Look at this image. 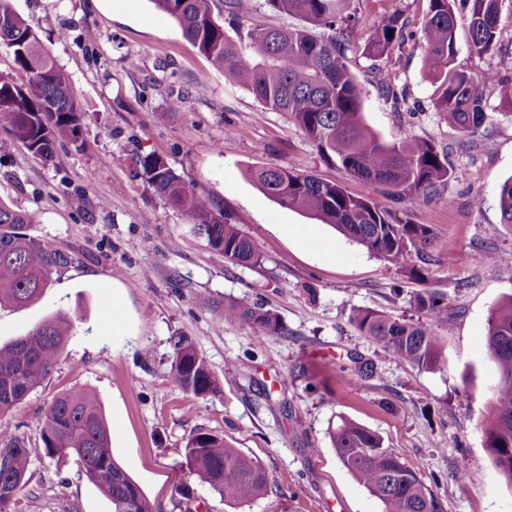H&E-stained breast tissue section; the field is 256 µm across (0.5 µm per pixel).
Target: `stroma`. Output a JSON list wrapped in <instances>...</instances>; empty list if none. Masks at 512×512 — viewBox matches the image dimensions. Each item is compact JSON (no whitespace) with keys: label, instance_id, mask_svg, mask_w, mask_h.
Masks as SVG:
<instances>
[{"label":"stroma","instance_id":"35a3bbf8","mask_svg":"<svg viewBox=\"0 0 512 512\" xmlns=\"http://www.w3.org/2000/svg\"><path fill=\"white\" fill-rule=\"evenodd\" d=\"M364 26L403 11L419 31L428 0H354ZM43 47L71 76L81 108L78 144L57 147L45 164L0 127V202L37 214L30 234L65 250L70 264L30 305L0 306V343L62 311L74 333L44 383L7 415L37 445L46 409L61 393L86 390L106 420L116 461L154 503L183 512L184 448L199 432L224 436L267 470L270 489L229 504L197 490L211 512H383L382 503L341 465L330 432L341 418L377 433L385 448L418 465L445 512H512V483L492 464L484 426L493 412L497 373L486 347L488 318L512 296V224L498 195L512 176V104L501 88L484 95L491 118L472 136L453 129L430 102L421 51L406 49L391 73L405 95L394 105L379 92L369 60L353 56L363 115L386 141L420 137L447 147L452 171L429 205L391 209L401 221L433 227L439 247L421 282L331 226L281 207L251 170L282 166L316 174L380 199L338 163L321 158L301 131L269 110L184 38L151 0H12ZM457 62L499 71L512 85V0H504L497 45L471 54L457 29ZM161 156L197 192L218 200L262 255L231 264L189 219L135 175L138 157ZM314 228L310 238L286 227ZM491 253L479 265L473 256ZM125 319L112 332L111 282ZM445 298L432 327L443 344L432 370L394 361L348 322L351 308L418 320L413 297ZM245 300L275 313L281 333L262 335L219 319L218 305ZM191 336L224 382L218 396L197 397L168 380L171 339ZM368 362L371 379L354 388L342 369ZM468 459L472 478L453 472ZM14 512H111L108 501L69 459L34 458L26 494Z\"/></svg>","mask_w":512,"mask_h":512}]
</instances>
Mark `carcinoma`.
Returning <instances> with one entry per match:
<instances>
[{
    "instance_id": "1",
    "label": "carcinoma",
    "mask_w": 512,
    "mask_h": 512,
    "mask_svg": "<svg viewBox=\"0 0 512 512\" xmlns=\"http://www.w3.org/2000/svg\"><path fill=\"white\" fill-rule=\"evenodd\" d=\"M353 0H265L273 11L296 16L308 28L256 26L248 31L252 57L231 38L212 14V0H152L156 9L179 24L212 67L251 92L267 108L284 113L325 159L338 162L364 185L393 189L408 209L426 205L451 177L448 154L417 138L387 142L363 117L362 90L350 69L351 55L389 60L405 41L402 15L394 12L364 29ZM456 0H429L414 48L424 53L426 77L433 86L432 104L448 124L465 135L478 132L490 119L483 89L498 82L497 73L475 74L457 64L456 30L466 25L471 50L481 56L496 47L501 0H469L468 12L455 10ZM232 18L249 16L252 0H224ZM0 41L13 51L15 69L0 75V125L44 163L53 161L56 145L76 143L82 109L70 76L43 48L31 25L0 0ZM136 174L148 189L191 220L192 231L241 266L256 265L260 254L238 225L229 222L213 197L201 194L158 155L136 161ZM259 188L280 206L313 216L389 264L425 278V269L411 264L412 253L437 247L427 224L396 220L366 195L338 183L325 182L288 168L253 172ZM501 223L512 224V176L500 186ZM36 217L0 202V305L25 306L53 282L70 263L56 245L29 233ZM444 297L426 291L416 297L426 320L413 322L369 309H355L349 323L373 339L394 360L413 367L438 366L441 344L429 319L444 311ZM226 323L246 326L264 335L280 332L278 317L243 300L224 302ZM74 322L57 312L41 324L0 345V419L40 387L54 369L72 336ZM170 383L195 396H217L224 383L210 370L192 339L171 340ZM487 346L498 379L493 415L484 429L491 461L512 484V296L488 319ZM374 368L363 364L345 382L358 386L372 378ZM342 466L372 495L384 512H444L440 499L421 479L419 468L383 447L382 439L342 418L330 433ZM76 459L82 475L110 503L112 512H154L149 499L112 452L111 427L93 395L69 391L57 396L44 415L41 444L32 448L8 424L0 423V512H11L27 486L34 457ZM187 478L176 487L185 512H199L196 486H204L224 502L245 503L265 495L270 487L263 465L224 441L221 435L199 432L185 445Z\"/></svg>"
}]
</instances>
